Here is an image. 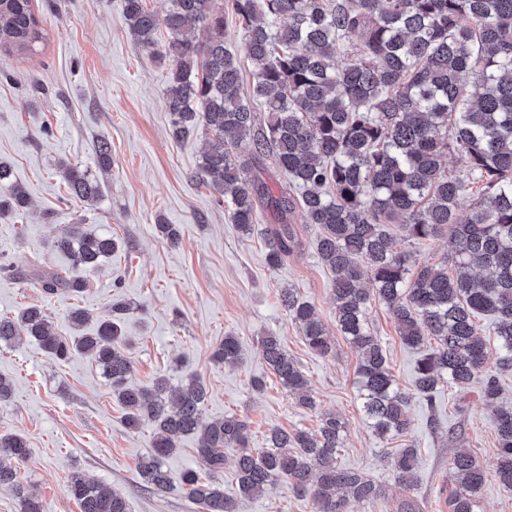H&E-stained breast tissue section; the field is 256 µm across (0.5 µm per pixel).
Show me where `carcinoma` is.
<instances>
[{
    "label": "carcinoma",
    "mask_w": 512,
    "mask_h": 512,
    "mask_svg": "<svg viewBox=\"0 0 512 512\" xmlns=\"http://www.w3.org/2000/svg\"><path fill=\"white\" fill-rule=\"evenodd\" d=\"M160 19L144 0H124L130 31L148 52L158 27L172 36L167 108L169 136L177 143L204 126L208 144L197 176L221 202L230 198L232 223L248 235L259 213L271 211L266 260L272 267L301 248L288 222L299 210L320 228L316 254L333 275L336 327L358 349L359 399L369 427L379 436L409 432V396L400 391L386 352L373 336L367 311L372 300L393 312L401 341L430 346L420 359L416 392L428 400L440 385L481 381L497 436L496 475L512 492V408L500 405L498 369L512 367V0H172ZM242 33L244 58L253 66L244 86L242 59L224 40L226 18ZM200 26L198 41L187 32ZM46 40L32 0H0V51L30 54ZM357 43L347 60L346 47ZM247 141L251 153L235 155ZM465 163L461 175L445 171L446 158ZM269 160L281 181L262 178ZM69 193L82 201L100 194L85 171L64 167ZM0 216L29 206L27 192L0 160ZM477 197L465 217L462 201ZM398 225L396 236L390 226ZM448 239V264L417 262L400 242ZM54 247L71 259L67 273L25 275L43 293H79L84 274L112 258L119 242L85 224H71ZM288 317L319 355L334 341L315 308L292 288L279 294ZM127 305H112L95 332L68 341L51 332L37 306L0 316V347L34 342L60 360L89 354L126 409L125 427L154 429L153 452L139 465L156 490L171 486L163 462L176 439L197 437L206 477L190 470L181 487L206 512H240L239 502L282 482L312 499L313 512H349L353 501L372 502L380 488L364 474L338 463L345 426L324 415L315 432L274 428L265 447L250 446L246 421L207 420V390L197 376L171 387L164 378L131 384L129 339L122 324ZM492 318L494 342L477 319ZM268 368L300 403L313 407L308 379L276 336L262 339ZM497 364L488 365L489 355ZM214 357L239 364L240 346L226 336ZM26 439L0 432V492L12 493L20 512H43L39 499L17 481L29 458ZM233 459L237 495L224 494L219 476ZM450 464L457 485L449 512H475L484 484L477 459L456 448ZM418 457L400 448L395 479L407 490L417 483ZM67 493L81 512H128L117 491L74 472Z\"/></svg>",
    "instance_id": "cac0c4a2"
}]
</instances>
